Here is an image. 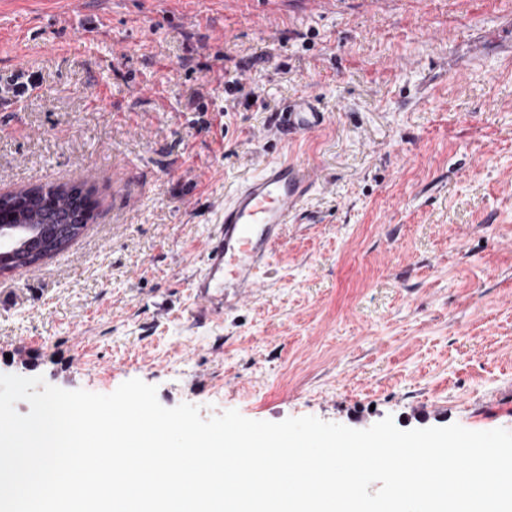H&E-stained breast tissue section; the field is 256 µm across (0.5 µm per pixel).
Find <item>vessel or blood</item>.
<instances>
[{
    "label": "vessel or blood",
    "instance_id": "obj_1",
    "mask_svg": "<svg viewBox=\"0 0 512 512\" xmlns=\"http://www.w3.org/2000/svg\"><path fill=\"white\" fill-rule=\"evenodd\" d=\"M326 120L315 94L306 91L289 102L281 128L290 137L305 135ZM313 188L309 169L280 158L269 161L221 206L215 229L204 245L202 265L189 282L196 318L223 314L259 288L260 273L281 239L284 224Z\"/></svg>",
    "mask_w": 512,
    "mask_h": 512
}]
</instances>
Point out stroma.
I'll return each mask as SVG.
<instances>
[{"label": "stroma", "mask_w": 512, "mask_h": 512, "mask_svg": "<svg viewBox=\"0 0 512 512\" xmlns=\"http://www.w3.org/2000/svg\"><path fill=\"white\" fill-rule=\"evenodd\" d=\"M511 49L512 0H0V79L40 82L0 111V193L96 200L0 274V374L137 378L205 419L512 431ZM308 89L325 125L281 139ZM276 156L316 191L255 296L195 321L213 207Z\"/></svg>", "instance_id": "obj_1"}]
</instances>
